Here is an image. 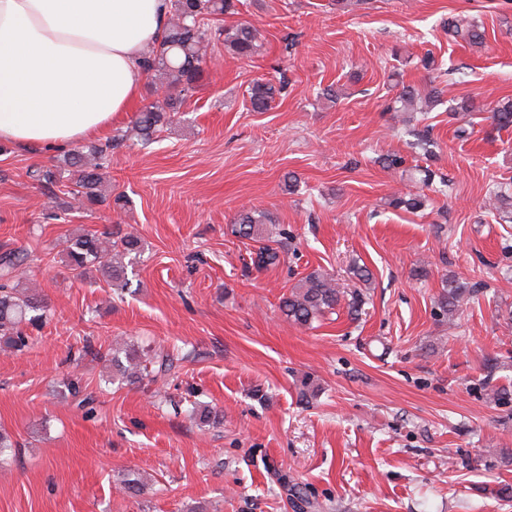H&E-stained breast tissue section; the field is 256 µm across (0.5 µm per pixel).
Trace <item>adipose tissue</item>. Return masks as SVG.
Listing matches in <instances>:
<instances>
[{"label":"adipose tissue","instance_id":"obj_1","mask_svg":"<svg viewBox=\"0 0 512 512\" xmlns=\"http://www.w3.org/2000/svg\"><path fill=\"white\" fill-rule=\"evenodd\" d=\"M170 0H0V142L64 149L140 100Z\"/></svg>","mask_w":512,"mask_h":512}]
</instances>
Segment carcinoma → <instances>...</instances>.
Here are the masks:
<instances>
[{"label": "carcinoma", "instance_id": "1", "mask_svg": "<svg viewBox=\"0 0 512 512\" xmlns=\"http://www.w3.org/2000/svg\"><path fill=\"white\" fill-rule=\"evenodd\" d=\"M238 0H170L171 16L162 39L150 45L144 54V70L154 73L165 88L164 95L147 104L136 115L131 131L143 145L154 142L157 133L173 121L178 114L183 98L204 77L209 54L218 43L224 44L233 57L250 59L260 48L259 30L250 24L231 27L220 25L222 17L237 11ZM452 33L468 46L484 43L485 30L478 24L461 27L456 22L448 24ZM276 88L273 84L256 81L249 89L253 109L262 111L273 99ZM445 91L432 88L426 97H420L415 87L406 85L396 98V111L415 112L443 101ZM449 118L458 123L455 133L459 138L471 134L468 126L470 112L476 109L472 100L454 102L449 99ZM491 119L501 129L512 128V100L497 104L490 109ZM123 141L117 136L103 142H89L65 152L55 164L40 166L29 171L30 178L52 196L61 193L72 205L91 209L106 201L103 174L109 167L112 149ZM423 194H395L390 205L408 212H417L425 206ZM272 223L269 213L247 208L238 212L232 225V234L242 240L258 244L252 263L257 268H267L279 263L278 251L264 243ZM64 256L74 278L83 281L89 271L95 269L106 278L118 298H123L130 289L127 276L128 264L144 250L141 240L126 234L112 240L108 231L86 230L65 240ZM28 253L8 252L0 256V343L10 351H21L29 346L27 328L39 329L48 319L44 301L35 295H23L18 291L20 279L25 274ZM477 293L476 285L454 277L448 278L439 296L438 316L453 320L461 308ZM346 305L352 315L359 313L365 304L364 294L343 288L335 276L325 270L315 269L302 277L291 290L282 295L279 309L288 322L300 327H309L313 322ZM125 359L112 356V366L122 380L133 385L150 377L153 373L166 372L172 366L169 355L145 358L137 354L133 346L124 349ZM189 418L196 423L218 427L224 422V414L207 405L189 410ZM125 494H137L145 487L141 473H130L118 483Z\"/></svg>", "mask_w": 512, "mask_h": 512}]
</instances>
